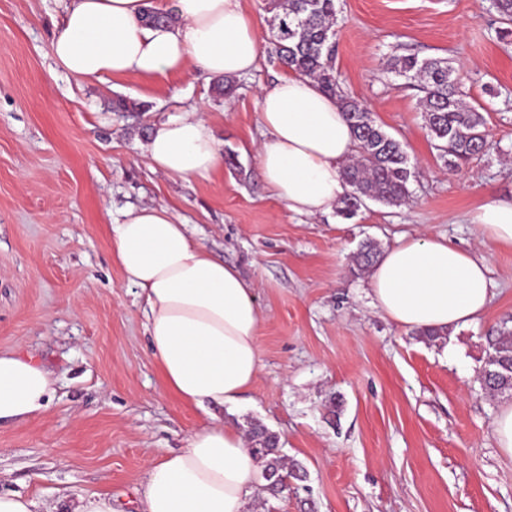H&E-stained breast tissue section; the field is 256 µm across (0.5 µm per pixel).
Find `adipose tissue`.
I'll use <instances>...</instances> for the list:
<instances>
[{
	"instance_id": "1",
	"label": "adipose tissue",
	"mask_w": 512,
	"mask_h": 512,
	"mask_svg": "<svg viewBox=\"0 0 512 512\" xmlns=\"http://www.w3.org/2000/svg\"><path fill=\"white\" fill-rule=\"evenodd\" d=\"M145 0H69L51 45L70 74L105 81L129 73L182 71L194 63L212 76L241 77L262 53L253 17L241 0H171L176 22L148 26ZM267 135L258 151L271 192L296 213L330 211L345 195L343 163L356 141L336 101L310 78L288 74L258 100ZM152 168L184 181L206 179L224 158L212 124L197 114L154 123L146 144ZM480 237L512 245V202L481 206ZM112 254L124 281L139 288L163 384L182 401L224 406L239 401L260 364L255 290L213 258L166 206L128 209L110 224ZM484 258L440 238H411L388 249L369 272L377 308L411 329L463 328L486 309ZM51 372L33 358L0 352V422L46 409ZM264 479L243 433L217 421L193 432L185 448L147 469L144 512H247Z\"/></svg>"
}]
</instances>
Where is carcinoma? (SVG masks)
Returning <instances> with one entry per match:
<instances>
[{"instance_id":"1","label":"carcinoma","mask_w":512,"mask_h":512,"mask_svg":"<svg viewBox=\"0 0 512 512\" xmlns=\"http://www.w3.org/2000/svg\"><path fill=\"white\" fill-rule=\"evenodd\" d=\"M268 20L272 44L281 64L295 74L316 81L321 90L336 98L357 141V155L343 169L351 191L338 213L345 219L357 215L364 199L399 205L410 194L411 172L402 143L390 136L358 100L345 93L336 70V0H269ZM390 69L406 78L422 93L419 105L430 137L448 170L487 151L484 117L463 99L462 78L447 58L401 56ZM380 257L377 243H364L356 264L373 266ZM484 387L496 394L512 393V332H502L493 344L481 372ZM252 450L262 462L265 480L284 476L299 466H288L278 448V438L264 427L249 429Z\"/></svg>"}]
</instances>
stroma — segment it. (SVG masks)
Wrapping results in <instances>:
<instances>
[{"label": "stroma", "instance_id": "obj_1", "mask_svg": "<svg viewBox=\"0 0 512 512\" xmlns=\"http://www.w3.org/2000/svg\"><path fill=\"white\" fill-rule=\"evenodd\" d=\"M344 89L401 141L410 198L370 201L356 217H309L267 188L256 147L258 96L286 69L267 0H242L262 42L257 69L217 96L195 65L106 82L64 72L51 53L65 0H0V350L50 370L40 415L0 425V492L57 506L106 492L142 512L148 465L185 447L208 416L279 438L304 480L257 512H512V456L494 421L512 397L478 376L512 330V247L480 242L469 218L512 201V35L493 0H336ZM451 58L485 119L486 153L448 171L420 93L390 72L395 56ZM129 109L115 111L117 101ZM186 112L211 121L224 165L190 182L152 169L154 123ZM166 206L211 255L254 286L262 370L240 401L182 402L151 355L145 299L123 282L109 226L132 206ZM426 234L483 256L491 300L471 325L426 341L374 305L354 257ZM339 402L329 415V400Z\"/></svg>", "mask_w": 512, "mask_h": 512}]
</instances>
